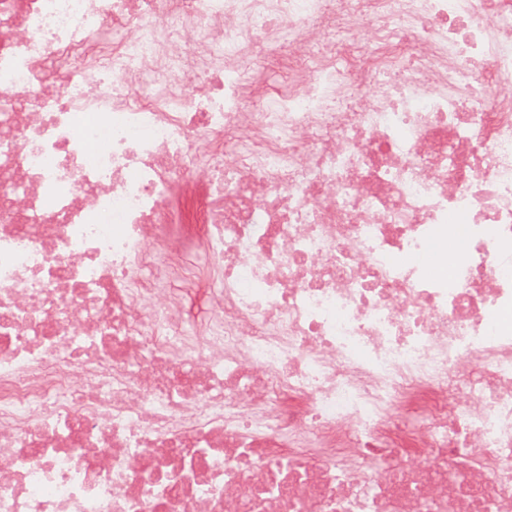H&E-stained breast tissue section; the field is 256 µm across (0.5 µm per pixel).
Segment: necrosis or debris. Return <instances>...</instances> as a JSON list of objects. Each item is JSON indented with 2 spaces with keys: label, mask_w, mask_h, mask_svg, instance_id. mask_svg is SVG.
<instances>
[{
  "label": "necrosis or debris",
  "mask_w": 512,
  "mask_h": 512,
  "mask_svg": "<svg viewBox=\"0 0 512 512\" xmlns=\"http://www.w3.org/2000/svg\"><path fill=\"white\" fill-rule=\"evenodd\" d=\"M0 512H512V0H0Z\"/></svg>",
  "instance_id": "necrosis-or-debris-1"
}]
</instances>
